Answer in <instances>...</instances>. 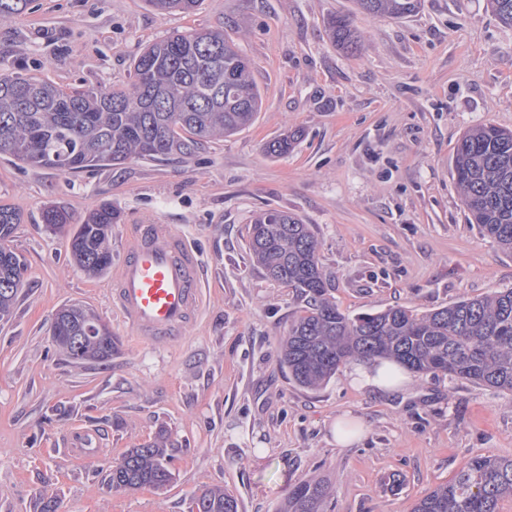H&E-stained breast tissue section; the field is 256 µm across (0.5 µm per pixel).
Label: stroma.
Segmentation results:
<instances>
[{"label":"stroma","instance_id":"obj_1","mask_svg":"<svg viewBox=\"0 0 512 512\" xmlns=\"http://www.w3.org/2000/svg\"><path fill=\"white\" fill-rule=\"evenodd\" d=\"M351 0H204L159 14L143 0H32L0 22V68L56 85L122 87L145 46L220 26L253 64L262 108L240 133L186 160H132L75 174L0 155V205L22 214L12 245L26 271L0 320V512H191L220 488L239 512H276L292 487L328 485L325 512H411L424 493L478 456H512V398L443 374H412L381 393L348 368L311 390L280 363L279 340L303 308L298 292L250 264L249 228L267 210L300 216L319 243L329 293L349 316L403 306L424 313L512 287L507 254L468 221L454 151L468 129H512V28L487 0H423L401 19L353 14ZM352 14L361 50L331 43L326 24ZM296 131L283 157L266 145ZM120 213L112 258L131 229L175 225L201 260L199 317L180 341L141 344L112 307L111 275L69 261L44 207L73 222L102 202ZM82 303L112 329L109 361L80 364L52 341L54 313ZM351 415L362 437L337 446ZM104 433L107 455L72 460L78 430ZM172 481L113 491L110 466L152 441Z\"/></svg>","mask_w":512,"mask_h":512}]
</instances>
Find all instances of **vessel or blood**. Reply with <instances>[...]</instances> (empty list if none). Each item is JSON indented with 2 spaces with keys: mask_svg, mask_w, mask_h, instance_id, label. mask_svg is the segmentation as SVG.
<instances>
[{
  "mask_svg": "<svg viewBox=\"0 0 512 512\" xmlns=\"http://www.w3.org/2000/svg\"><path fill=\"white\" fill-rule=\"evenodd\" d=\"M202 305L200 264L174 225L139 224L112 279V306L137 339L178 340ZM95 431L73 434L66 454L81 460L101 455Z\"/></svg>",
  "mask_w": 512,
  "mask_h": 512,
  "instance_id": "vessel-or-blood-1",
  "label": "vessel or blood"
}]
</instances>
